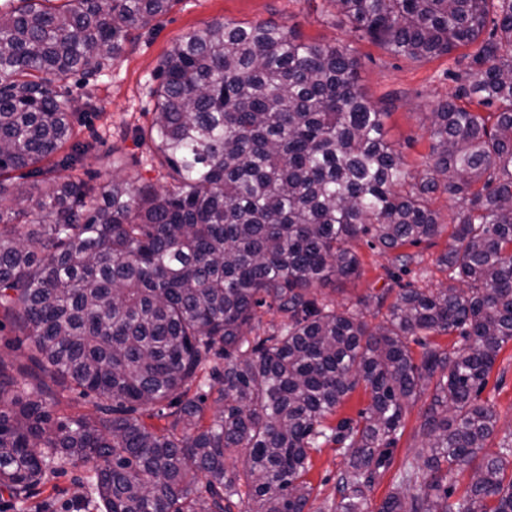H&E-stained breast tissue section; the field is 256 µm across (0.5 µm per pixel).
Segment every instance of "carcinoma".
Masks as SVG:
<instances>
[{"label": "carcinoma", "mask_w": 512, "mask_h": 512, "mask_svg": "<svg viewBox=\"0 0 512 512\" xmlns=\"http://www.w3.org/2000/svg\"><path fill=\"white\" fill-rule=\"evenodd\" d=\"M20 2L0 13V313L15 332L4 347L28 355L0 353V494L23 506L49 475L91 464L77 508L308 512L310 450L332 443L348 457L334 512H368L406 407L430 388V455L402 463L376 512H512V439L478 458L498 422L481 393L512 341V0H327L397 56L473 48L431 113L418 178L386 139L389 113L359 90L356 57L273 22L186 34L141 133L166 170L159 189L115 168L103 184L82 178L91 145L55 79H95L177 0ZM440 188L454 202L447 287L405 284L376 327L317 298L358 274L352 241L435 237ZM263 307L283 316L265 336ZM451 333L448 352L427 342ZM54 384L92 412L58 413ZM359 386V419L327 424ZM231 448L245 455V499ZM464 466L472 482L456 498Z\"/></svg>", "instance_id": "cac0c4a2"}]
</instances>
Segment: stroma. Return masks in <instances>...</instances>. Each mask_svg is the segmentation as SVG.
Wrapping results in <instances>:
<instances>
[{"label": "stroma", "instance_id": "35a3bbf8", "mask_svg": "<svg viewBox=\"0 0 512 512\" xmlns=\"http://www.w3.org/2000/svg\"><path fill=\"white\" fill-rule=\"evenodd\" d=\"M272 20L311 44L331 46L356 55L362 92L373 102L386 104L390 116L388 138L401 152L411 173L422 172L429 151L430 114L457 87V67L453 58L443 56L414 62L397 57L380 46L359 39L343 16L327 7L325 0H177L166 14L132 32L117 59L111 61L97 80L88 82L80 74H69L59 84L80 107L84 119L77 127L79 139L93 143V151L84 161V170L95 182L112 173L114 156H122L124 176L134 185H165V172L152 160L147 143L137 135L149 125L155 108V90L160 65L166 54L188 32L214 22L256 23ZM361 261L358 277L338 281L318 289L317 296L344 310L355 307L359 299L385 295L387 305H369L366 320L383 322L388 304L394 303L399 281L413 283L429 291L447 284V273L440 262L448 250L447 234L404 246L411 257L400 267L396 253L372 249L355 243ZM499 415L496 434L487 440L485 454H494L502 439L512 434V341L505 344L487 377L482 392ZM427 397L409 403L404 432L397 444V459L423 451L428 440L421 432ZM311 469L307 475L313 491L310 512H329L337 501L336 476L348 464L335 445L311 449ZM93 473L87 468L66 469L49 477L38 497L29 503L31 512H72L70 505L91 490Z\"/></svg>", "mask_w": 512, "mask_h": 512}]
</instances>
